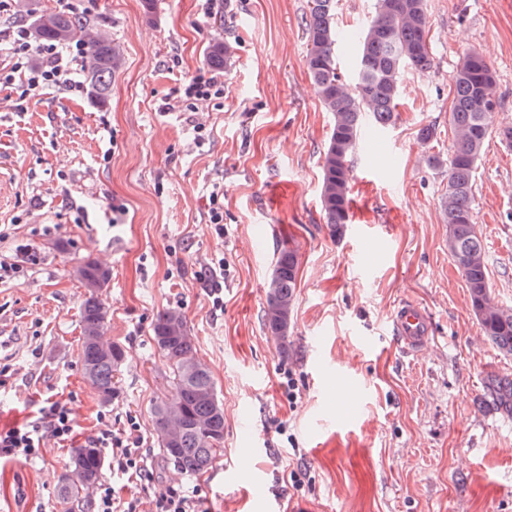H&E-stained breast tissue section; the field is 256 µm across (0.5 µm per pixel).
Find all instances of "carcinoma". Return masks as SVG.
<instances>
[{"instance_id": "carcinoma-1", "label": "carcinoma", "mask_w": 512, "mask_h": 512, "mask_svg": "<svg viewBox=\"0 0 512 512\" xmlns=\"http://www.w3.org/2000/svg\"><path fill=\"white\" fill-rule=\"evenodd\" d=\"M38 41L86 45L83 68L88 92L97 103L107 100L114 74L123 64L121 46L107 30H93L79 17L63 10L45 11L36 0H18ZM308 37L306 66L316 94L331 113L333 123L322 155L320 200L326 223L336 234L351 221V167L366 124L385 127L393 123L399 101L400 77L410 68L429 72L432 57L426 0H376L375 15L351 38L336 28L334 0H311L305 19ZM359 42L354 84L339 70L338 52L351 40ZM215 67L232 60L229 45L218 44L207 56ZM497 75L478 51L467 53L452 76V101L448 124L455 136L446 159L428 158L434 167H448V189L443 200L448 224V252L465 279L470 305L483 333L507 355L512 354V309L495 304L487 278L486 251L474 224V186L483 147L494 130L499 106ZM87 293L80 312L79 360L84 377L97 395L112 402L115 377L125 360L122 345L105 337L107 312L99 291L110 271L88 259L74 268ZM298 253L281 247L267 283L263 324L269 336L288 351V332L296 297ZM153 341L169 362L171 394L153 411V430L166 460L189 475L213 467L224 444V408L208 365L197 355L196 342L185 316L167 309L155 318ZM103 466L100 449L89 444L72 451L60 495L67 503L96 483Z\"/></svg>"}]
</instances>
